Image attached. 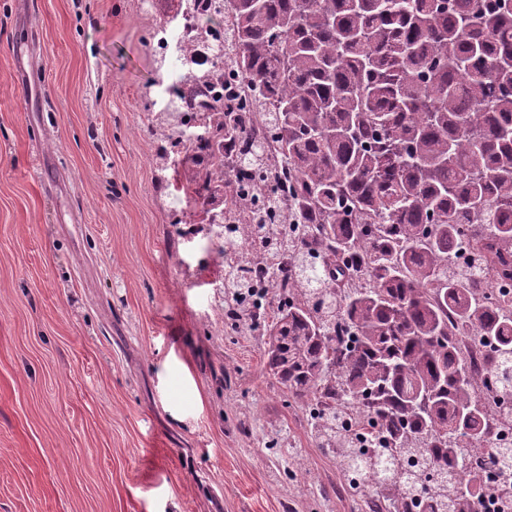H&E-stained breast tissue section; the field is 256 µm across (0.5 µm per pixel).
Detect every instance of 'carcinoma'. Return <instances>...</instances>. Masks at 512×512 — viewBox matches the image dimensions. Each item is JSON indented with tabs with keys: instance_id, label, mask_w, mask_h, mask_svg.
I'll return each instance as SVG.
<instances>
[{
	"instance_id": "1",
	"label": "carcinoma",
	"mask_w": 512,
	"mask_h": 512,
	"mask_svg": "<svg viewBox=\"0 0 512 512\" xmlns=\"http://www.w3.org/2000/svg\"><path fill=\"white\" fill-rule=\"evenodd\" d=\"M182 4L224 21L176 114L209 132L187 181L224 195L225 327L260 332L319 445L374 484L371 512H478L466 448L490 447L512 496L494 437L512 416V0ZM491 336L479 372L461 340Z\"/></svg>"
}]
</instances>
